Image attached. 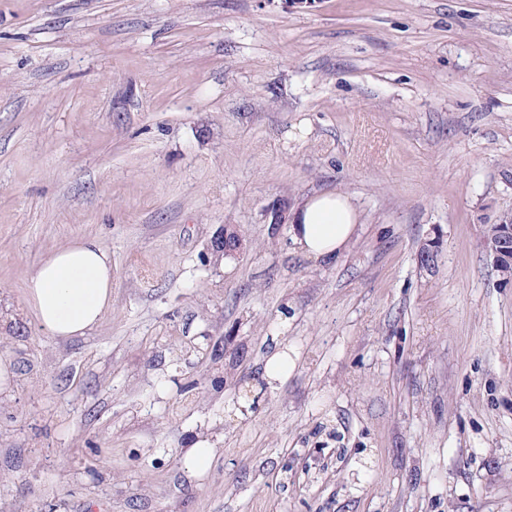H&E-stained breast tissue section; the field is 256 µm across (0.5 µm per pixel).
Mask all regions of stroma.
I'll return each mask as SVG.
<instances>
[{
	"mask_svg": "<svg viewBox=\"0 0 512 512\" xmlns=\"http://www.w3.org/2000/svg\"><path fill=\"white\" fill-rule=\"evenodd\" d=\"M329 187L361 225L326 264L269 211ZM507 213L512 0H0V496L512 512V281L481 242ZM224 227L241 250L207 255ZM82 237L112 309L62 339L26 285ZM204 333L222 359L185 361ZM212 452L213 448L205 446V441L197 443L186 451L184 467L189 477H195L205 469Z\"/></svg>",
	"mask_w": 512,
	"mask_h": 512,
	"instance_id": "stroma-1",
	"label": "stroma"
}]
</instances>
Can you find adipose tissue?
Masks as SVG:
<instances>
[{"label":"adipose tissue","mask_w":512,"mask_h":512,"mask_svg":"<svg viewBox=\"0 0 512 512\" xmlns=\"http://www.w3.org/2000/svg\"><path fill=\"white\" fill-rule=\"evenodd\" d=\"M288 220L301 252L330 262L354 237L359 216L347 194L327 190L294 204ZM27 300L53 336L86 335L112 306L111 254L92 238L57 248L30 277Z\"/></svg>","instance_id":"adipose-tissue-1"}]
</instances>
